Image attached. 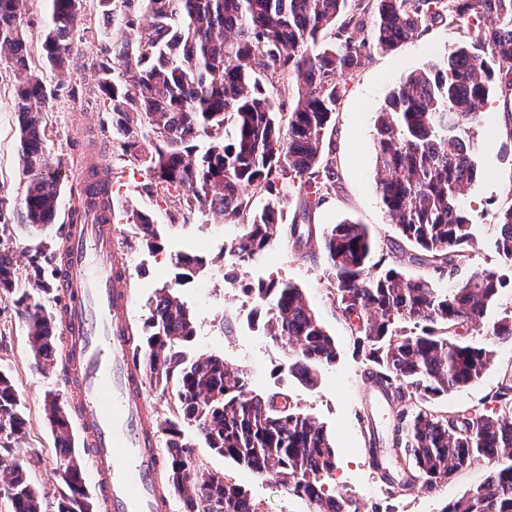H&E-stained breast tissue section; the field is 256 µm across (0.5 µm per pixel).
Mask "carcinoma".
<instances>
[{
	"instance_id": "1",
	"label": "carcinoma",
	"mask_w": 512,
	"mask_h": 512,
	"mask_svg": "<svg viewBox=\"0 0 512 512\" xmlns=\"http://www.w3.org/2000/svg\"><path fill=\"white\" fill-rule=\"evenodd\" d=\"M49 2L35 66L23 25L26 0H0V58L11 63L26 178L16 220L7 217L0 198V224L31 229L52 223L61 192V173L43 149L45 104L53 92L38 68L69 67L72 36L83 16V0ZM100 6L112 50L89 67L99 74L122 150L143 158L165 189L188 192L174 201L180 214L209 210L241 222L242 233L225 246L239 266L255 263L279 238L298 252L318 237L333 304L355 336L375 388L396 409L390 443L403 453L404 477L387 470L374 438L369 464L380 481L398 493L419 481L431 489L485 458L495 461L485 480L440 512H512V381L493 394L488 414L444 417L419 406L489 369L494 351L474 343L467 330L483 325L512 283V207L498 215L499 268L459 274L476 240V225L460 205L464 188L481 175L475 127L493 83L512 90V0H100ZM443 21H471L478 31L394 87L373 139L376 187L390 223L426 255L437 277L455 281L446 290L432 277L384 266L383 257L373 261L375 241L364 224L319 229L307 222L310 209L340 180L325 157L340 77L359 68L371 51L394 50ZM328 32L334 42L310 52L309 45ZM257 65L261 79L254 76ZM284 81L291 94L285 114L267 91ZM204 136L209 144L201 151ZM295 180L305 222L285 224L280 193ZM255 196L267 198L260 209L253 207ZM126 214L146 246L161 250L151 215L134 208ZM173 260L188 272L204 264L184 253ZM243 293L255 310L265 311V335L287 347L290 374L316 386L319 367L335 363L338 350L302 291L270 279ZM0 294L22 307L34 367L54 364L56 317L19 287L13 258L2 252ZM144 326L142 363L156 383L174 377L178 385V414L166 427L168 481L183 497L185 512H261L241 486L199 464L183 442L186 421L206 447L276 479L313 512H357L327 487L336 457L324 426L293 406L288 391L257 394L244 373L224 361L187 359L181 347L193 336L191 313L169 291L156 296ZM487 334L512 340V313L494 321ZM45 411L62 485L55 512H93L69 417L55 396H47ZM25 425L19 393L0 373V434L20 435ZM0 482L12 512H43L39 491L21 465L5 467Z\"/></svg>"
}]
</instances>
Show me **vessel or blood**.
Here are the masks:
<instances>
[{"label":"vessel or blood","mask_w":512,"mask_h":512,"mask_svg":"<svg viewBox=\"0 0 512 512\" xmlns=\"http://www.w3.org/2000/svg\"><path fill=\"white\" fill-rule=\"evenodd\" d=\"M83 218L67 224L57 278L64 292L68 382L104 512H171L160 489L158 428L141 400L143 375L128 336L129 272L115 250L111 210L81 194Z\"/></svg>","instance_id":"1"}]
</instances>
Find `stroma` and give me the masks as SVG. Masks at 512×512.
I'll return each instance as SVG.
<instances>
[{
    "label": "stroma",
    "mask_w": 512,
    "mask_h": 512,
    "mask_svg": "<svg viewBox=\"0 0 512 512\" xmlns=\"http://www.w3.org/2000/svg\"><path fill=\"white\" fill-rule=\"evenodd\" d=\"M470 35L467 26L437 23L395 50L374 52L354 73L342 77L332 144V158L341 181L335 193L327 195L316 208L315 223L329 225L348 220L364 224L378 244V255L391 258L402 251L411 252V245L402 244L396 226L390 224L376 189L374 121L402 78L424 68ZM109 47L102 34L99 0H86L83 24L72 41L71 68L43 73L46 84L57 90L46 105L49 130L44 145L61 172L58 214L42 233L33 235L11 224L0 235V250L10 251L19 277H26L37 264L47 278H54L55 262L64 247V226L78 197L82 168L87 159L102 157L112 175L117 199L114 225L131 276L134 329H141L157 292L170 287L193 317L194 336L185 347L189 356L223 358L229 368L245 373L254 392L287 390L293 406L323 423L336 446L331 486L351 499L358 512H375L380 505L388 512H439L442 505L481 483L492 461L480 460L432 489L417 485L400 495L387 494L368 463L366 448L371 432L363 416L370 410L376 412L377 428L373 433L384 440L390 436L392 416L372 396L367 366L356 355L354 338L330 299L329 270L320 252L303 257L282 240L254 264L238 269L235 277L226 276L224 247L241 232V224L208 211L181 217L172 204L166 203L145 164L120 148L112 114L89 67L91 59L104 55ZM75 84L83 87L77 99L66 94L67 87ZM476 144V158L484 175L465 187L462 201L477 224L471 265L491 268L497 264L493 241L498 214L512 206V152L506 150L512 145V91L502 89L490 97L477 126ZM18 147L12 86L0 82V197L11 204L20 201L25 191ZM128 204L153 215L162 233V252L148 251L134 226L128 224L124 211ZM178 253L204 258V265L191 279L179 278L171 262L172 255ZM272 278L300 288L324 328L336 338L339 356L335 364L320 367L315 387L289 376L285 346L271 341L262 326L252 320L253 305L242 289L246 284ZM476 340L494 350L493 364L477 382L434 399L430 404L434 413L454 416L486 408L501 383L512 377V341L483 334ZM0 371L13 378L27 419L22 437L0 438V463H18L26 468L42 494L46 512H54L61 485L53 475L56 445L45 416L44 399L46 394H56L70 410L76 397L60 367L44 373L33 369L21 309L6 298H0ZM176 390L173 380L164 387L149 380L144 383L142 399L158 428H165L177 412ZM182 430L199 462L242 485L262 512H311L308 501L289 495L276 481L255 476L206 448L194 426L186 424Z\"/></svg>",
    "instance_id": "35a3bbf8"
}]
</instances>
